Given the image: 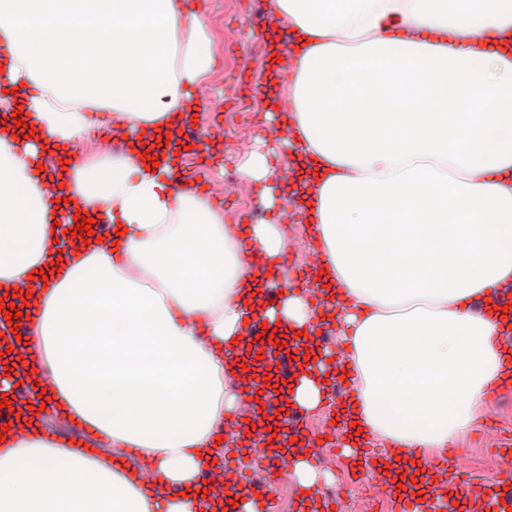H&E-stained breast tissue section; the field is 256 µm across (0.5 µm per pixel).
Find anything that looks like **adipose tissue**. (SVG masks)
<instances>
[{"instance_id": "adipose-tissue-1", "label": "adipose tissue", "mask_w": 512, "mask_h": 512, "mask_svg": "<svg viewBox=\"0 0 512 512\" xmlns=\"http://www.w3.org/2000/svg\"><path fill=\"white\" fill-rule=\"evenodd\" d=\"M267 10L298 37L292 134L252 152L247 174L277 210L271 159L288 157L321 281L340 297L329 312L298 289L268 298L289 247L279 225L225 223L178 188V156L145 168L212 68L202 15L180 0H0V296L34 289L19 357L46 410L112 444L86 454L28 413L0 443V512H253L217 484L252 379L224 353L253 315L291 337L334 320L349 361L310 347L287 404L315 412L347 376L343 420L397 454L459 445L489 388L512 379V317L478 308L512 283V0ZM95 109L125 127L126 152L81 153ZM61 144L70 162L47 177L42 148ZM77 214L110 232L72 253L58 221ZM116 450L151 459L154 479L114 467Z\"/></svg>"}]
</instances>
